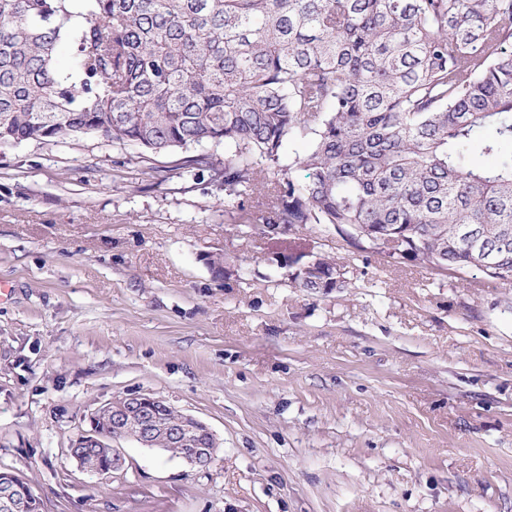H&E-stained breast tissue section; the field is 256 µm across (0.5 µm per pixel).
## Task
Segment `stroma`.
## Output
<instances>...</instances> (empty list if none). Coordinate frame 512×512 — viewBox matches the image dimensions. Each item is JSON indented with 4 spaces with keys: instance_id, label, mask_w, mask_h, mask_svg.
I'll use <instances>...</instances> for the list:
<instances>
[{
    "instance_id": "1",
    "label": "stroma",
    "mask_w": 512,
    "mask_h": 512,
    "mask_svg": "<svg viewBox=\"0 0 512 512\" xmlns=\"http://www.w3.org/2000/svg\"><path fill=\"white\" fill-rule=\"evenodd\" d=\"M183 158L0 148V471L44 512H512V286L295 225L346 270L309 294ZM117 395L201 420L215 460L120 438L123 467L86 472L71 442Z\"/></svg>"
}]
</instances>
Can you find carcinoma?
Segmentation results:
<instances>
[{
	"mask_svg": "<svg viewBox=\"0 0 512 512\" xmlns=\"http://www.w3.org/2000/svg\"><path fill=\"white\" fill-rule=\"evenodd\" d=\"M84 135L222 143L182 169L252 224L512 285V0H0V146ZM310 259L293 287H346Z\"/></svg>",
	"mask_w": 512,
	"mask_h": 512,
	"instance_id": "obj_1",
	"label": "carcinoma"
}]
</instances>
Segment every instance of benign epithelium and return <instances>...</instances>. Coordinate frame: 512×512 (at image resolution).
<instances>
[{
  "label": "benign epithelium",
  "mask_w": 512,
  "mask_h": 512,
  "mask_svg": "<svg viewBox=\"0 0 512 512\" xmlns=\"http://www.w3.org/2000/svg\"><path fill=\"white\" fill-rule=\"evenodd\" d=\"M168 405L161 399L147 395L130 396L120 405L106 403L97 412L87 418V426L76 436L73 447L77 453L73 457L80 465H85V450L108 448L112 460V469L123 466L120 452L111 447V441L133 435L137 442L148 447L153 443L157 432H163L173 444L190 445L189 460L192 465L206 468L211 464L210 447L196 448L191 432L201 430L210 438V444L217 446L214 435L200 420L184 415L181 423L173 427L164 421ZM22 479L13 473L0 471V512H21L25 500L17 494Z\"/></svg>",
  "instance_id": "1"
}]
</instances>
